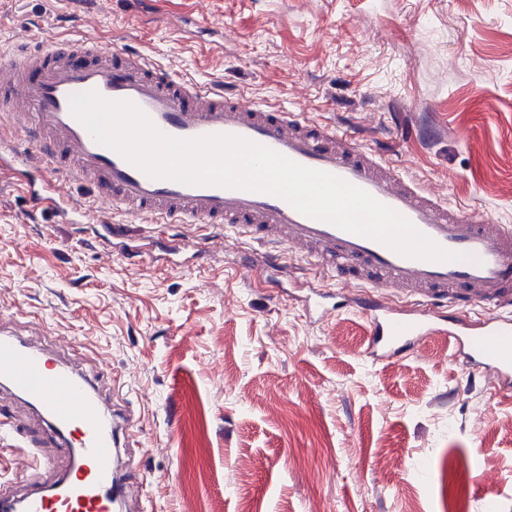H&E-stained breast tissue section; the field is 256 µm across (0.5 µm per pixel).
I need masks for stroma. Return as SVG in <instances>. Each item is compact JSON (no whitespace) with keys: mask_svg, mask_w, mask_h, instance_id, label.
<instances>
[{"mask_svg":"<svg viewBox=\"0 0 512 512\" xmlns=\"http://www.w3.org/2000/svg\"><path fill=\"white\" fill-rule=\"evenodd\" d=\"M89 36L179 79L352 130L448 206L512 226V0H0V58ZM131 224L144 257L108 245ZM99 205L74 224L0 169V310L72 342L136 419L147 512H512V380L457 343L374 359L361 290L251 242Z\"/></svg>","mask_w":512,"mask_h":512,"instance_id":"stroma-1","label":"stroma"}]
</instances>
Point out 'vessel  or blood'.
<instances>
[{
    "label": "vessel or blood",
    "mask_w": 512,
    "mask_h": 512,
    "mask_svg": "<svg viewBox=\"0 0 512 512\" xmlns=\"http://www.w3.org/2000/svg\"><path fill=\"white\" fill-rule=\"evenodd\" d=\"M95 90L139 106L163 133L190 138L231 134L266 146L294 162L335 175L406 217L457 262L399 255L370 238L307 217L285 200L219 186L153 179L117 152L96 143L70 111L72 95ZM0 113L19 116L33 144L22 151L0 138V165L13 168L35 203L63 215L75 209L57 183L87 186L94 199L165 224H212L267 244L261 269L281 272L285 251L300 249L339 281L367 287L360 309L370 322V350L380 360L399 355L419 338L448 333L482 371L512 376V227L490 225L478 213L440 204L404 180L376 151L349 131L305 122L296 113L243 101L222 84L201 88L160 69L136 51L111 52L90 37L55 42L14 60H0ZM407 292L424 310L387 306V292ZM457 309L440 324L431 303ZM494 306L480 321L469 308ZM0 380L37 403L46 432L31 439L24 475L33 488L20 495L0 482V512H127L145 476L131 475L121 450L134 435L133 417H120L99 389L62 363L56 351L35 347L0 327Z\"/></svg>",
    "instance_id": "vessel-or-blood-1"
}]
</instances>
